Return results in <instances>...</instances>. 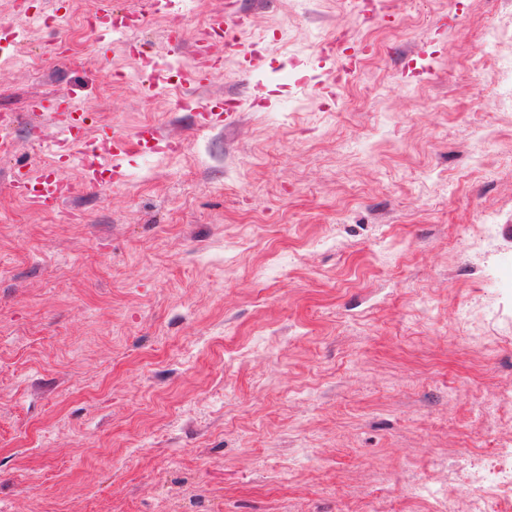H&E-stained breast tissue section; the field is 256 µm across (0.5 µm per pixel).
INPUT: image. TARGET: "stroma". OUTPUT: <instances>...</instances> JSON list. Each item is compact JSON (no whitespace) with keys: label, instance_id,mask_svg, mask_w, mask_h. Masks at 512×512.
<instances>
[{"label":"stroma","instance_id":"35a3bbf8","mask_svg":"<svg viewBox=\"0 0 512 512\" xmlns=\"http://www.w3.org/2000/svg\"><path fill=\"white\" fill-rule=\"evenodd\" d=\"M33 3L59 21L0 57V512H432L407 482L467 494L453 461L512 441V406L473 414L512 391V112L468 68L492 0H385L391 27L354 0H114L136 25L88 39L96 0ZM215 14L240 41L210 43L206 83L169 84ZM340 33L368 52L336 87L320 48ZM40 97L96 115L82 147L150 125L184 150L126 157L108 184L79 156L57 167ZM18 166L75 191L43 209L13 192ZM487 300L490 353L456 320ZM495 224H477L469 239L468 247L471 251L484 253L493 245L496 229Z\"/></svg>","mask_w":512,"mask_h":512}]
</instances>
